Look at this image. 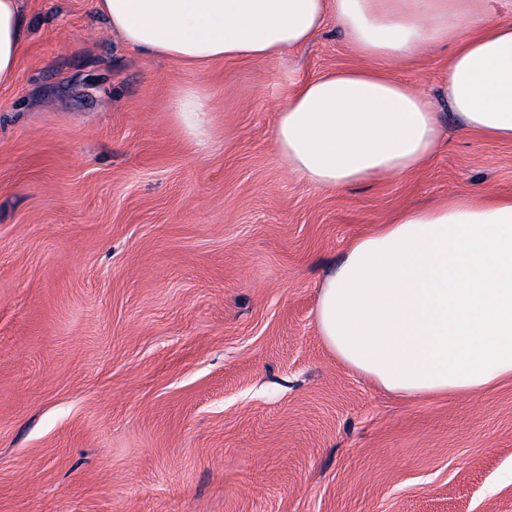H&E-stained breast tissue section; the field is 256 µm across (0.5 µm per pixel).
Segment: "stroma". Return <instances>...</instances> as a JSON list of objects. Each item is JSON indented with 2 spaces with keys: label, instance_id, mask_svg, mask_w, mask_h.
I'll return each instance as SVG.
<instances>
[{
  "label": "stroma",
  "instance_id": "1",
  "mask_svg": "<svg viewBox=\"0 0 512 512\" xmlns=\"http://www.w3.org/2000/svg\"><path fill=\"white\" fill-rule=\"evenodd\" d=\"M0 88V512H512V378L408 399L316 320L348 247L401 211L512 194V142L441 102L439 47L390 65L439 100L413 173L340 190L289 172L300 82L361 65L309 45L202 71L126 48L95 0H24ZM200 86L206 144L170 109Z\"/></svg>",
  "mask_w": 512,
  "mask_h": 512
}]
</instances>
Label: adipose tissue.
Wrapping results in <instances>:
<instances>
[{"instance_id":"adipose-tissue-1","label":"adipose tissue","mask_w":512,"mask_h":512,"mask_svg":"<svg viewBox=\"0 0 512 512\" xmlns=\"http://www.w3.org/2000/svg\"><path fill=\"white\" fill-rule=\"evenodd\" d=\"M96 2L129 49L199 70L274 59L335 19L364 65L300 83L274 128L283 162L317 187L408 174L433 157V103L385 68L429 47L452 49L441 94L465 129L512 141V20L491 17L489 0ZM28 40L22 0H0V87ZM171 109L205 143L204 89H180ZM316 318L339 360L392 392L470 395L512 376V196H453L358 238L324 279Z\"/></svg>"}]
</instances>
